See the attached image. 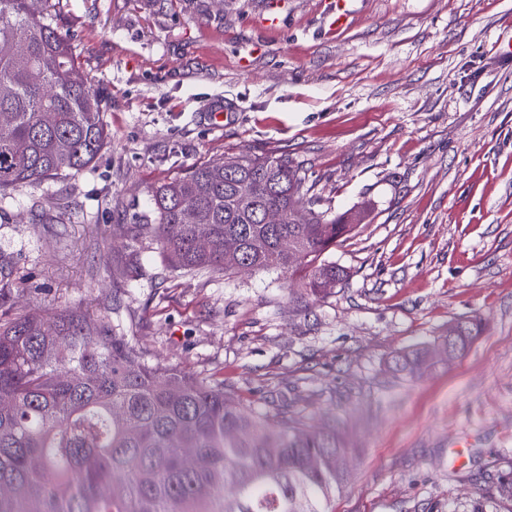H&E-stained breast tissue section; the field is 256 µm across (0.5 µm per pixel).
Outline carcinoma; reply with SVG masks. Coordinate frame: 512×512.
Masks as SVG:
<instances>
[{"label": "carcinoma", "instance_id": "1", "mask_svg": "<svg viewBox=\"0 0 512 512\" xmlns=\"http://www.w3.org/2000/svg\"><path fill=\"white\" fill-rule=\"evenodd\" d=\"M108 140L91 77L53 18L32 0H0V193L84 170ZM307 194L283 153L204 161L152 192L153 237L176 270H275L323 298L328 282L347 277L323 256L357 225L327 218ZM270 209L282 223H264ZM10 275L0 257L1 302ZM452 329L461 357L472 327ZM392 364L420 375L430 351ZM268 404L272 415L240 408L222 382L146 362L106 317L78 306L0 321V512H332L351 448L334 426L306 430L287 397ZM185 448L195 451L191 468ZM318 457L335 468L313 465ZM488 490L512 502L511 463L475 478L471 512H486Z\"/></svg>", "mask_w": 512, "mask_h": 512}]
</instances>
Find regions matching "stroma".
I'll return each mask as SVG.
<instances>
[{"mask_svg": "<svg viewBox=\"0 0 512 512\" xmlns=\"http://www.w3.org/2000/svg\"><path fill=\"white\" fill-rule=\"evenodd\" d=\"M48 0L99 95L90 167L0 197L15 308L107 315L148 362L223 381L261 410L283 392L354 447L334 512H470L465 476L512 460V0ZM236 111L216 130L202 120ZM286 153L329 216L348 281L302 306L276 271H171L152 190L209 159ZM469 321L451 359L442 340ZM425 346L422 375L391 356ZM355 0H333L330 3L329 12L327 13V21L329 30L332 33L339 34L351 23L352 8Z\"/></svg>", "mask_w": 512, "mask_h": 512, "instance_id": "obj_1", "label": "stroma"}]
</instances>
